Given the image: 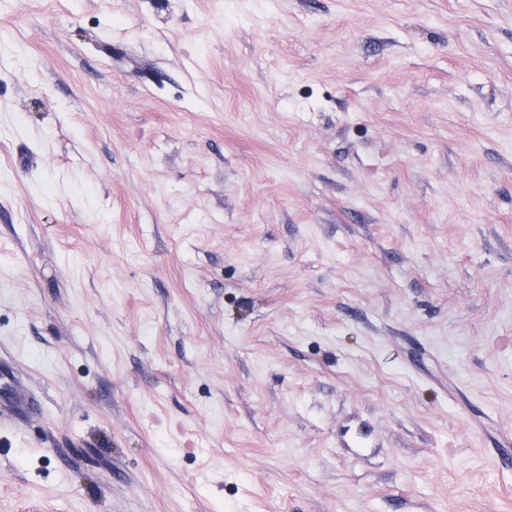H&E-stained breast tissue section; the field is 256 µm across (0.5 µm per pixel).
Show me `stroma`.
<instances>
[{"label":"stroma","instance_id":"1","mask_svg":"<svg viewBox=\"0 0 512 512\" xmlns=\"http://www.w3.org/2000/svg\"><path fill=\"white\" fill-rule=\"evenodd\" d=\"M0 512H512V0H0ZM0 419L15 422L23 413L34 409L37 399L24 383L13 363L6 362L0 353Z\"/></svg>","mask_w":512,"mask_h":512}]
</instances>
